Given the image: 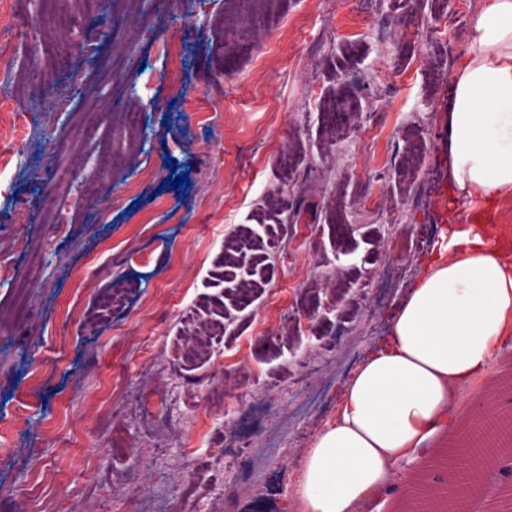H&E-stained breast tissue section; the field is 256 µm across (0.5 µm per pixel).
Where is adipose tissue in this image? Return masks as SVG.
I'll use <instances>...</instances> for the list:
<instances>
[{
	"label": "adipose tissue",
	"mask_w": 512,
	"mask_h": 512,
	"mask_svg": "<svg viewBox=\"0 0 512 512\" xmlns=\"http://www.w3.org/2000/svg\"><path fill=\"white\" fill-rule=\"evenodd\" d=\"M452 194L512 196V0H485L455 70L448 119ZM404 298L390 337L344 386L333 421L303 461L299 512H367L428 441L452 428L457 392L484 376L512 337V261L493 227L454 233Z\"/></svg>",
	"instance_id": "ef3b65f1"
}]
</instances>
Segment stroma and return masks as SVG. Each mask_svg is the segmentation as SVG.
I'll use <instances>...</instances> for the list:
<instances>
[{
  "instance_id": "obj_1",
  "label": "stroma",
  "mask_w": 512,
  "mask_h": 512,
  "mask_svg": "<svg viewBox=\"0 0 512 512\" xmlns=\"http://www.w3.org/2000/svg\"><path fill=\"white\" fill-rule=\"evenodd\" d=\"M255 3L172 0L159 24L145 0L79 2L46 40L47 0H10L31 29L0 71L16 110L0 152L19 153L0 169V512H293L312 438L431 250L491 225L512 258V197L472 210L449 194L453 75L484 0ZM60 43L85 52L58 65ZM34 68L64 107L23 86ZM112 98L136 132L119 112L77 129ZM329 98L353 107L344 137ZM106 153L113 199L86 207ZM243 224L258 245L225 265ZM213 319L223 337L188 356ZM460 400L423 488L447 483L476 410L512 414V344ZM234 434L243 453L222 446Z\"/></svg>"
}]
</instances>
